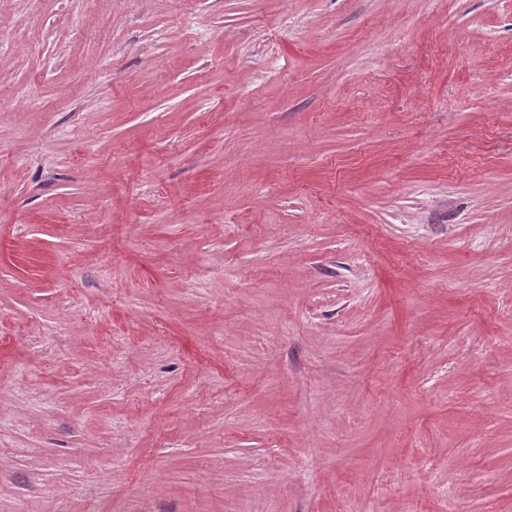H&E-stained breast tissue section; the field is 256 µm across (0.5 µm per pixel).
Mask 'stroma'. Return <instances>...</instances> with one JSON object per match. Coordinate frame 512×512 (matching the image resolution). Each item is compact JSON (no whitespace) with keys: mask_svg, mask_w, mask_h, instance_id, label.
Masks as SVG:
<instances>
[{"mask_svg":"<svg viewBox=\"0 0 512 512\" xmlns=\"http://www.w3.org/2000/svg\"><path fill=\"white\" fill-rule=\"evenodd\" d=\"M512 512V0H0V512Z\"/></svg>","mask_w":512,"mask_h":512,"instance_id":"1","label":"stroma"}]
</instances>
